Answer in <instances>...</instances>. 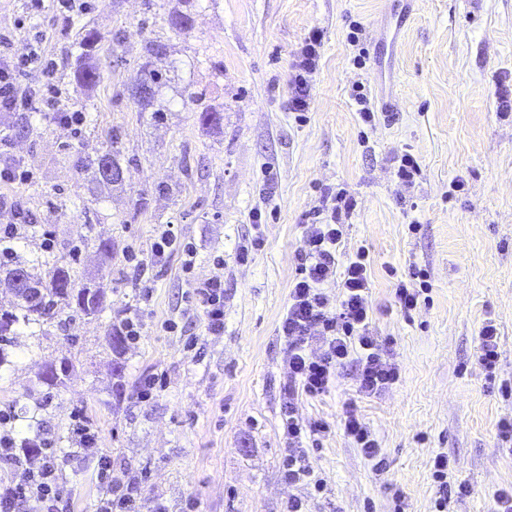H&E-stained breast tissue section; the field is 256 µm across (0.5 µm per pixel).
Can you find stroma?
<instances>
[{
    "mask_svg": "<svg viewBox=\"0 0 512 512\" xmlns=\"http://www.w3.org/2000/svg\"><path fill=\"white\" fill-rule=\"evenodd\" d=\"M393 3L94 0L81 17L47 16L46 47L68 90L61 105L83 112L84 129L75 138L48 115L16 113L13 124L29 130L9 152L36 179L0 192L22 199L41 224L19 239V251L65 258L79 283L102 278L107 308L96 319L67 311L37 333L18 330L12 363L0 367V409L40 404L42 432L65 453L68 512H95L102 496L94 460L69 453L77 411L115 466L145 473L144 496L162 499L168 512L191 499L202 512H283L294 490L279 468L287 372L279 325L308 215L340 191L355 203L342 254H368L373 327L392 340L401 377L385 395L359 402L383 448L380 472L341 429L356 394L354 367L340 369L330 393L300 398L303 418L331 428L310 451L322 489H306L308 512H432L439 453L453 465L449 482L471 486L452 512H495V492L512 486V455L499 452L496 436L512 399L477 362L478 333L494 322L496 377L512 380V116L498 108L512 90V0H415L383 70L375 45L392 24ZM175 12L191 15L190 30L171 28ZM85 25L103 36L101 80L92 87L74 76ZM315 31L321 57L300 119L288 108V80ZM152 40L166 47L153 60ZM148 60L165 81L142 107L127 89ZM359 92L373 122L360 117ZM390 99L397 112L388 122L382 105ZM206 110L223 113L222 123L202 124ZM157 111L163 120H154ZM115 133L131 159L126 180L94 183L81 160ZM406 154L420 165L412 188L395 176ZM161 224L195 240L200 272L212 273V256H223L224 333L205 335L174 255L153 282L139 344L113 354L110 326L139 302L126 254L149 256ZM102 237L112 241L108 261L97 250ZM258 237L263 245L252 249ZM415 268L431 290L407 314L395 289ZM168 320L177 332L162 331ZM63 358L66 386L48 391L37 376ZM160 370L164 390L139 402L141 382Z\"/></svg>",
    "mask_w": 512,
    "mask_h": 512,
    "instance_id": "35a3bbf8",
    "label": "stroma"
}]
</instances>
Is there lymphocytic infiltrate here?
<instances>
[{
  "mask_svg": "<svg viewBox=\"0 0 512 512\" xmlns=\"http://www.w3.org/2000/svg\"><path fill=\"white\" fill-rule=\"evenodd\" d=\"M42 33H35L24 53L13 49L14 35L0 32V115L47 109L56 124L74 131L83 116L57 108L63 90L56 64L42 49ZM321 38L310 34L297 53L289 79L288 106L304 112L310 106L311 82L320 59ZM354 203L344 194L331 195L328 204L313 212L297 254L296 276L279 332L286 347L288 378L282 387L281 429L286 439L281 476L288 486L310 484L309 443L329 431L326 423L304 420L298 411L300 395L317 397L335 386L339 370L348 363L357 371V393L371 398L395 385L400 373L389 362L390 348L373 333L369 303L370 275L365 253L341 260L344 219ZM179 255L185 275L192 277V299L201 311L205 330L224 331V278L195 273L197 247L171 224L159 225L149 259L128 254L139 276L135 282L143 300L152 297L149 269L165 266ZM338 295H331L330 285ZM14 410H0V461L14 464L12 481L0 487V499L27 504L34 512H60L67 503V486L61 479L54 443L35 437L34 451H26L14 433ZM72 445L78 453L97 460V480L104 493L97 512H167L163 502L146 506L142 480L131 469L115 468L111 456L100 451L96 431L82 414H74Z\"/></svg>",
  "mask_w": 512,
  "mask_h": 512,
  "instance_id": "1",
  "label": "lymphocytic infiltrate"
}]
</instances>
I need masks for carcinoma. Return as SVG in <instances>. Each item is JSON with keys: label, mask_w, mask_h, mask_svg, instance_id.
<instances>
[{"label": "carcinoma", "mask_w": 512, "mask_h": 512, "mask_svg": "<svg viewBox=\"0 0 512 512\" xmlns=\"http://www.w3.org/2000/svg\"><path fill=\"white\" fill-rule=\"evenodd\" d=\"M100 38L97 31L85 25L79 33V53L75 58V78L79 85L90 86L99 82L101 73L95 62V51ZM124 161L117 139H112L109 148L96 153L89 162V169L97 172L100 166L107 165L119 170ZM34 265L17 253L9 264L0 271L10 276L16 272L26 274L23 288L16 295L17 303L10 309L0 312V366L9 358L8 346L20 328H32L57 318L65 309L75 307V312L87 318H96L106 309V291L102 283L94 279L77 284L71 274L68 262L55 263L48 272L39 276L33 273ZM69 369V361L62 359L60 364L46 367L38 380L50 388L64 386Z\"/></svg>", "instance_id": "carcinoma-1"}]
</instances>
